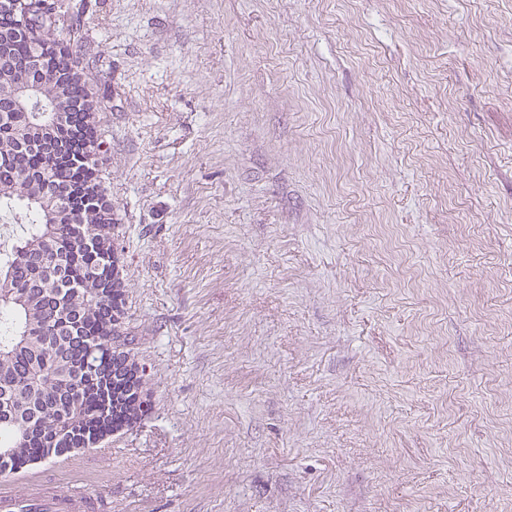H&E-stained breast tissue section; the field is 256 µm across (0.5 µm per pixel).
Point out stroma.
<instances>
[{
	"label": "stroma",
	"mask_w": 512,
	"mask_h": 512,
	"mask_svg": "<svg viewBox=\"0 0 512 512\" xmlns=\"http://www.w3.org/2000/svg\"><path fill=\"white\" fill-rule=\"evenodd\" d=\"M140 427L98 512H512V0H73Z\"/></svg>",
	"instance_id": "35a3bbf8"
}]
</instances>
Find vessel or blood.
<instances>
[{
	"mask_svg": "<svg viewBox=\"0 0 512 512\" xmlns=\"http://www.w3.org/2000/svg\"><path fill=\"white\" fill-rule=\"evenodd\" d=\"M96 508L78 482L64 492L45 479L32 480L20 490L0 484V512H95Z\"/></svg>",
	"mask_w": 512,
	"mask_h": 512,
	"instance_id": "1",
	"label": "vessel or blood"
}]
</instances>
